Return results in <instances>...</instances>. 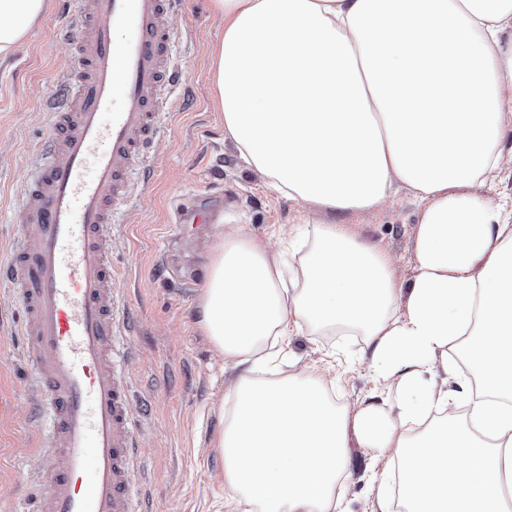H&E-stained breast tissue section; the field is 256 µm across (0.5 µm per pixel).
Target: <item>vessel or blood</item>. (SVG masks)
<instances>
[{"label": "vessel or blood", "mask_w": 512, "mask_h": 512, "mask_svg": "<svg viewBox=\"0 0 512 512\" xmlns=\"http://www.w3.org/2000/svg\"><path fill=\"white\" fill-rule=\"evenodd\" d=\"M186 0H69L78 83L50 103L43 167L22 194L27 221L0 260L20 305L21 356L39 391L48 512H141L131 312L113 283L110 230L126 215L178 80L168 24Z\"/></svg>", "instance_id": "b4317fda"}]
</instances>
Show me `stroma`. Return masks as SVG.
Returning <instances> with one entry per match:
<instances>
[{"instance_id": "35a3bbf8", "label": "stroma", "mask_w": 512, "mask_h": 512, "mask_svg": "<svg viewBox=\"0 0 512 512\" xmlns=\"http://www.w3.org/2000/svg\"><path fill=\"white\" fill-rule=\"evenodd\" d=\"M44 15L24 43L0 58V248L23 223L21 194L41 162L49 131L48 102L61 77L71 75V48L57 32L70 14L68 0H47ZM224 21L208 0H188L173 23L180 81L152 148V166L139 185V204L128 224L110 237L115 286L128 299L134 327L126 347L132 354L130 380L143 409L139 421L142 494L154 512H227L224 460L211 440L222 426L224 391L236 372L198 327L200 290H187L171 267L208 265L211 247L230 229L270 240L273 250L313 249L327 217L278 195L265 177L239 156L215 103L210 50ZM224 196L216 224H187L186 245L167 248L169 223L178 205L194 197ZM418 202L400 189L382 206L336 214L335 223L356 229L390 259L400 281L414 274L412 228ZM19 306L0 285V512H20L22 498L43 465L36 445L47 433L31 435L33 416L29 368L14 335ZM365 338L347 328H304L290 337L296 372L320 375L332 399L353 406L375 383L361 354ZM396 471L390 456L352 447L344 481L345 512H372L376 491L369 468Z\"/></svg>"}]
</instances>
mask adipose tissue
I'll use <instances>...</instances> for the list:
<instances>
[{
	"instance_id": "1",
	"label": "adipose tissue",
	"mask_w": 512,
	"mask_h": 512,
	"mask_svg": "<svg viewBox=\"0 0 512 512\" xmlns=\"http://www.w3.org/2000/svg\"><path fill=\"white\" fill-rule=\"evenodd\" d=\"M224 128L249 168L310 208L363 211L394 184L421 203L415 272L323 224L286 288L261 239L212 251L199 326L225 364L213 439L234 512H341L351 444L391 455L406 512H512V217L480 189L512 130V0H210ZM46 0H0V55ZM366 339L376 389L337 408L318 380L260 377L303 327ZM461 347L476 371L449 359ZM465 407L464 418L443 414Z\"/></svg>"
}]
</instances>
